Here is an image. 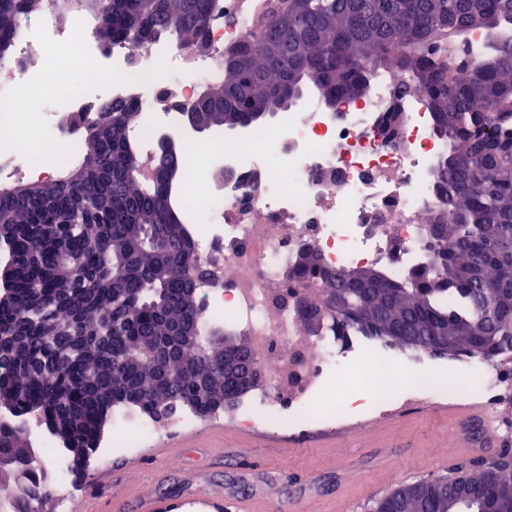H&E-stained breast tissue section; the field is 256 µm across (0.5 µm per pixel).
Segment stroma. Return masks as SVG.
<instances>
[{
    "instance_id": "stroma-1",
    "label": "stroma",
    "mask_w": 512,
    "mask_h": 512,
    "mask_svg": "<svg viewBox=\"0 0 512 512\" xmlns=\"http://www.w3.org/2000/svg\"><path fill=\"white\" fill-rule=\"evenodd\" d=\"M395 349L369 342L357 359L331 372L311 393L309 405L333 399L346 408L332 419L311 418L300 426L242 423L236 411L199 420L194 445L155 471L145 451L89 458L81 480L56 486L70 494L80 512L97 472L110 474L106 495L124 501V512H139L144 497H159L175 512H208L188 503L192 477L215 495L251 501L254 512H375L377 503L399 486L448 478L468 471L473 461L512 448V394L489 413L501 434L479 447L449 441L463 409L483 405L484 373L452 357L406 350L408 380L395 397L381 402L369 384L373 366ZM466 381L471 395L462 401L436 399L449 379Z\"/></svg>"
}]
</instances>
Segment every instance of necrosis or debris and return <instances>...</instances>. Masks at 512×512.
Segmentation results:
<instances>
[{"instance_id": "obj_1", "label": "necrosis or debris", "mask_w": 512, "mask_h": 512, "mask_svg": "<svg viewBox=\"0 0 512 512\" xmlns=\"http://www.w3.org/2000/svg\"><path fill=\"white\" fill-rule=\"evenodd\" d=\"M245 2L224 0L237 22L212 24V52L189 56L164 37L144 61L135 60L128 46L101 45L89 15H75L67 29L49 6L23 18L0 68V182L53 177L20 147L19 122L39 126L43 152L61 168L77 159L85 122L101 99L143 104L129 137L144 155L153 154L160 134L174 132L181 146L206 162L204 176L184 170L180 193L198 267L207 274L200 295L211 318L229 319L247 338L268 377L242 419L285 425L298 422L309 379L345 366L364 347L359 336L306 339L294 315L302 289L290 272L295 256L308 244L331 268L376 265L391 276H409L428 245L431 170L444 142L425 99H395L401 76L393 65L372 79L368 95L336 111L310 103L280 113L275 136L244 128L236 149L225 151L222 132L194 135L182 107L218 79L219 53L254 17ZM65 67L84 69V82L51 83ZM394 109L401 126L390 142L381 127ZM113 425L118 433L99 441L100 457L118 449L134 454L155 433L150 421L122 410Z\"/></svg>"}]
</instances>
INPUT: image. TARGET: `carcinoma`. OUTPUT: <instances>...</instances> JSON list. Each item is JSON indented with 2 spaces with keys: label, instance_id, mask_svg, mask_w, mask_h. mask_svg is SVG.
<instances>
[{
  "label": "carcinoma",
  "instance_id": "obj_1",
  "mask_svg": "<svg viewBox=\"0 0 512 512\" xmlns=\"http://www.w3.org/2000/svg\"><path fill=\"white\" fill-rule=\"evenodd\" d=\"M93 8L96 37L140 54L161 37L209 49L217 0H63ZM263 15L218 59L219 82L184 109L206 130L262 129L313 88L323 105L367 94L395 48L408 76L399 93L424 94L449 143L431 183V256L404 279L376 266L328 268L302 249L306 284L296 308L319 336L359 333L438 356L512 360V0H266ZM43 0H0V66L24 16ZM480 30L489 52L458 77L451 38ZM137 102L115 101L86 124L78 162L63 178L0 191V252L9 292L0 303V487L14 483L21 512L53 495L40 472L21 473L30 415L63 443L82 473L118 410L153 418L173 409L211 417L233 393L245 339L211 326L196 291L195 245L174 198L179 171L142 166L126 135ZM479 512H512V471L477 462L466 475ZM378 508L463 512L453 481L401 486Z\"/></svg>",
  "mask_w": 512,
  "mask_h": 512
}]
</instances>
